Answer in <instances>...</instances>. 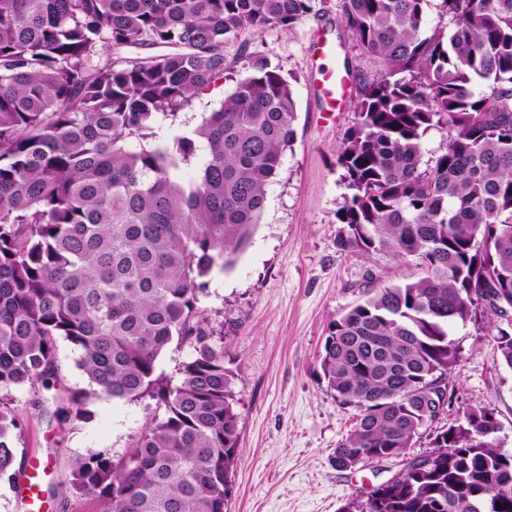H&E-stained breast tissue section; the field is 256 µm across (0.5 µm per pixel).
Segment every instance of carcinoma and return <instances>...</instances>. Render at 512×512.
<instances>
[{
    "label": "carcinoma",
    "instance_id": "carcinoma-1",
    "mask_svg": "<svg viewBox=\"0 0 512 512\" xmlns=\"http://www.w3.org/2000/svg\"><path fill=\"white\" fill-rule=\"evenodd\" d=\"M428 2L0 0V479L16 476L12 392L50 379L62 338L92 395L162 411L121 457L87 449L69 489L100 512H224L235 373L201 297L260 221L297 103L252 52L220 109L195 127L178 111L231 73L224 44L245 28L336 12L371 67L337 151L336 245L423 272L370 289L328 328L322 378L357 410L336 466L404 456L444 421L460 353L449 328L476 309L496 318L512 369V0H441L451 33L425 35ZM432 130L447 136L424 163ZM173 343L191 349L176 377L158 371ZM493 418L464 408L340 512H512V452L483 435Z\"/></svg>",
    "mask_w": 512,
    "mask_h": 512
}]
</instances>
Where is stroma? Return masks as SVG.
<instances>
[{
	"instance_id": "1",
	"label": "stroma",
	"mask_w": 512,
	"mask_h": 512,
	"mask_svg": "<svg viewBox=\"0 0 512 512\" xmlns=\"http://www.w3.org/2000/svg\"><path fill=\"white\" fill-rule=\"evenodd\" d=\"M248 51L294 75L298 120L259 224L233 266L212 277L202 301L224 322V361L236 373L241 452L225 512H339L351 500L366 499L401 462L335 467L334 449L350 433L355 411L341 405L320 376L328 326L368 288L413 281L419 271L411 262L336 245V212L345 194L336 149L354 113L352 94L331 110L318 89L322 73L342 68L351 53L335 13L307 18L288 32L242 31L224 47L237 74L245 72ZM495 325L480 311L452 329L460 355L448 386L453 409L494 410L499 437L512 451V369L500 360ZM56 357L59 370L48 385L12 395L23 420L13 445L22 462L47 464L37 479L40 488H57L54 498L36 502L37 512H99L96 498L68 490L72 461L89 448L125 453L154 416L155 403L89 395L78 351L61 339ZM60 387L81 410L62 423L43 413Z\"/></svg>"
}]
</instances>
